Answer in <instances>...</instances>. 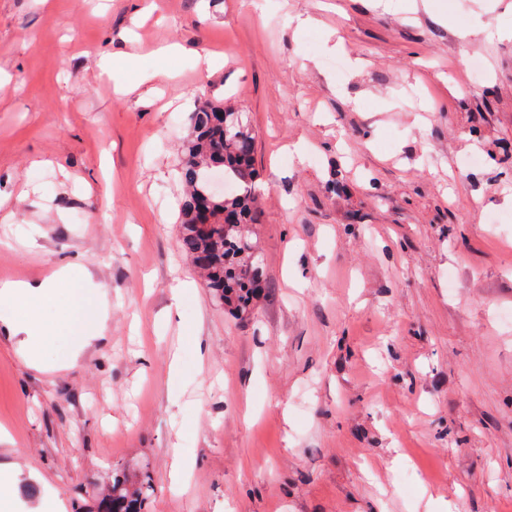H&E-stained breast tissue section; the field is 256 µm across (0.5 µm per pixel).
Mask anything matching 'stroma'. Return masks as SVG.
I'll list each match as a JSON object with an SVG mask.
<instances>
[{
  "instance_id": "35a3bbf8",
  "label": "stroma",
  "mask_w": 512,
  "mask_h": 512,
  "mask_svg": "<svg viewBox=\"0 0 512 512\" xmlns=\"http://www.w3.org/2000/svg\"><path fill=\"white\" fill-rule=\"evenodd\" d=\"M0 74V282L112 302L65 371L81 321L38 368L0 327V512L142 467L147 512H512V0H0ZM202 99L256 137L245 321L179 245Z\"/></svg>"
}]
</instances>
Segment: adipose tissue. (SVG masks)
<instances>
[{
	"label": "adipose tissue",
	"mask_w": 512,
	"mask_h": 512,
	"mask_svg": "<svg viewBox=\"0 0 512 512\" xmlns=\"http://www.w3.org/2000/svg\"><path fill=\"white\" fill-rule=\"evenodd\" d=\"M93 287L94 281L81 264L62 266L53 277L32 284L6 281L0 283V324L18 339L19 351L26 361L38 363L55 330L44 319V306L68 302L73 283Z\"/></svg>",
	"instance_id": "obj_1"
}]
</instances>
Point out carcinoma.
<instances>
[{
    "mask_svg": "<svg viewBox=\"0 0 512 512\" xmlns=\"http://www.w3.org/2000/svg\"><path fill=\"white\" fill-rule=\"evenodd\" d=\"M254 151L246 113L205 101L192 113L178 168L188 187L181 205L180 246L214 297L238 320L252 315L263 281L261 268L249 261L253 247L247 227L257 221L260 191ZM153 493L149 472L121 473L109 493L93 498L88 512H145Z\"/></svg>",
    "mask_w": 512,
    "mask_h": 512,
    "instance_id": "carcinoma-1",
    "label": "carcinoma"
}]
</instances>
